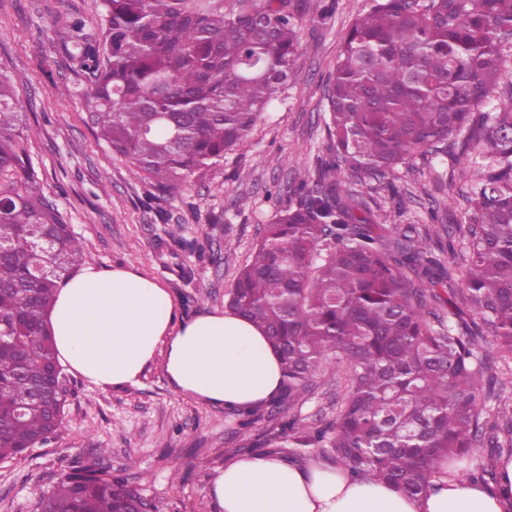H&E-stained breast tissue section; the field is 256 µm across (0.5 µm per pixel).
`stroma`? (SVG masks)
I'll return each mask as SVG.
<instances>
[{
    "label": "stroma",
    "instance_id": "35a3bbf8",
    "mask_svg": "<svg viewBox=\"0 0 512 512\" xmlns=\"http://www.w3.org/2000/svg\"><path fill=\"white\" fill-rule=\"evenodd\" d=\"M301 49L293 73L253 134L223 162L158 193L97 140L86 117L87 73L65 50L69 23L100 35L101 0H0V73L13 82L35 133L25 143L44 194L82 242L85 259L159 280L185 318L224 310L225 294L277 209L297 204L298 175L328 157L325 88L336 51L369 0H298ZM472 177L453 160L418 157L390 185L352 187L395 224L463 223ZM63 425L46 445L0 460V512H37L41 496L74 463L105 449L104 466L128 477L159 512H216L209 494L218 467L242 441L222 407L178 393L162 360L137 384L100 389L74 377ZM309 422L336 413L324 378L295 406Z\"/></svg>",
    "mask_w": 512,
    "mask_h": 512
}]
</instances>
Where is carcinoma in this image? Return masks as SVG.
<instances>
[{
	"mask_svg": "<svg viewBox=\"0 0 512 512\" xmlns=\"http://www.w3.org/2000/svg\"><path fill=\"white\" fill-rule=\"evenodd\" d=\"M104 50L76 20L69 54L88 71L97 138L133 177L177 192L255 130L300 47L295 0H102ZM512 0H370L326 85L330 160L277 212L226 293L280 354L270 402L288 418L234 411L240 450L322 457L351 474L426 494L444 471L496 481L512 456V399L493 372L512 358ZM11 80L0 75V457L21 458L63 423L69 379L48 313L83 245L40 190ZM476 171L465 223L400 224L354 196L351 175L384 179L417 156ZM448 252V262L434 249ZM342 372L336 415L291 409L317 376ZM50 512H142L147 499L97 458L44 495Z\"/></svg>",
	"mask_w": 512,
	"mask_h": 512,
	"instance_id": "1",
	"label": "carcinoma"
}]
</instances>
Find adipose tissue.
<instances>
[{"instance_id":"adipose-tissue-1","label":"adipose tissue","mask_w":512,"mask_h":512,"mask_svg":"<svg viewBox=\"0 0 512 512\" xmlns=\"http://www.w3.org/2000/svg\"><path fill=\"white\" fill-rule=\"evenodd\" d=\"M49 322L60 365L101 389L136 383L158 355L176 391L215 406L259 407L282 384L280 356L252 321L228 309L180 317L161 282L120 266L66 277ZM497 471L487 485L444 476L411 498L318 458L245 455L217 469L210 495L219 512H512V457Z\"/></svg>"}]
</instances>
